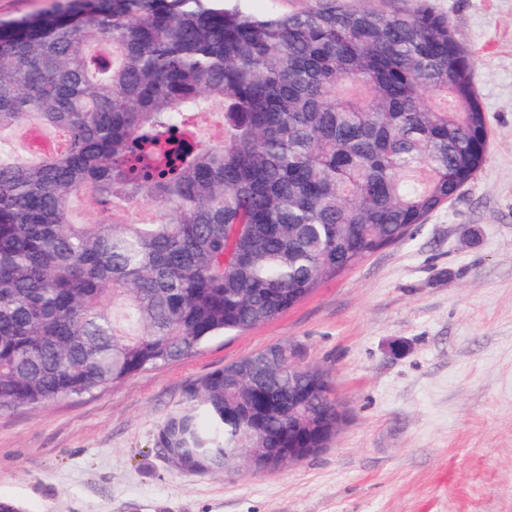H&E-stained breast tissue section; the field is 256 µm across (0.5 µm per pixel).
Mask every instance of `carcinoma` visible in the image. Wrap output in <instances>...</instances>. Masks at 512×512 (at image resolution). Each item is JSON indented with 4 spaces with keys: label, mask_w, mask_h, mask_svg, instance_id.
<instances>
[{
    "label": "carcinoma",
    "mask_w": 512,
    "mask_h": 512,
    "mask_svg": "<svg viewBox=\"0 0 512 512\" xmlns=\"http://www.w3.org/2000/svg\"><path fill=\"white\" fill-rule=\"evenodd\" d=\"M472 74L444 17L358 0H60L0 21V137L65 136L38 156L0 142V413L188 358L410 237L486 162ZM89 192L111 219L74 218ZM188 398L156 445L190 473L271 471L336 430L324 375L263 352ZM316 0H246L241 2L246 10L257 15L269 13H294L314 7Z\"/></svg>",
    "instance_id": "1"
}]
</instances>
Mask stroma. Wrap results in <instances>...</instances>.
Masks as SVG:
<instances>
[{"label": "stroma", "mask_w": 512, "mask_h": 512, "mask_svg": "<svg viewBox=\"0 0 512 512\" xmlns=\"http://www.w3.org/2000/svg\"><path fill=\"white\" fill-rule=\"evenodd\" d=\"M428 6L474 61L487 160L413 235L278 318L104 393L0 414V498L23 512H512V0ZM276 344L321 370L343 421L271 472L186 473L161 423L210 372Z\"/></svg>", "instance_id": "stroma-1"}]
</instances>
